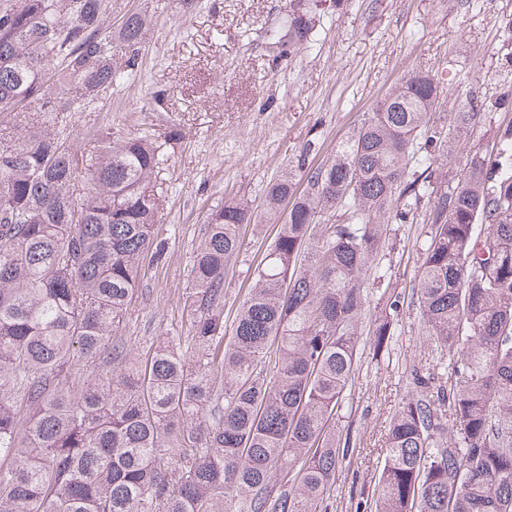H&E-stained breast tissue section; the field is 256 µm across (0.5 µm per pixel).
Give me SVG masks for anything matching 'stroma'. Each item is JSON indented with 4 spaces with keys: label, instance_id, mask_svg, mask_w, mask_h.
I'll list each match as a JSON object with an SVG mask.
<instances>
[{
    "label": "stroma",
    "instance_id": "35a3bbf8",
    "mask_svg": "<svg viewBox=\"0 0 512 512\" xmlns=\"http://www.w3.org/2000/svg\"><path fill=\"white\" fill-rule=\"evenodd\" d=\"M106 21L119 27L134 11L151 24L134 80L114 86L90 107L67 115L82 151L92 136H148L166 142L159 178L166 203L156 237L161 264L144 265L120 332L145 356L168 336L188 333L186 296L194 252L213 210L228 197L260 210L264 190L305 144L325 160L363 113L408 72L434 76L444 89L439 113L474 98L482 116L448 145L435 175L459 174L470 151L491 150L512 126V0H338L320 15L313 41L274 59L270 30L280 27L289 0H105ZM423 214L389 224L380 258L390 288L400 293L387 350H364L339 425L353 448L336 469L327 512H371L384 455L386 427L410 392L411 372L427 368L437 346L411 298L420 264L416 242ZM275 235L266 217L243 232L238 258L226 271L225 316H232Z\"/></svg>",
    "mask_w": 512,
    "mask_h": 512
}]
</instances>
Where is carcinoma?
Wrapping results in <instances>:
<instances>
[{
  "instance_id": "cac0c4a2",
  "label": "carcinoma",
  "mask_w": 512,
  "mask_h": 512,
  "mask_svg": "<svg viewBox=\"0 0 512 512\" xmlns=\"http://www.w3.org/2000/svg\"><path fill=\"white\" fill-rule=\"evenodd\" d=\"M296 0L274 36H314ZM148 17L112 30L104 0H0V112L87 107L138 67ZM439 82L410 72L321 163L304 146L273 180L276 234L231 324L224 274L244 199L211 214L186 299L190 335L141 361L117 335L155 225L162 145L96 134L0 141V512H327L352 447L339 409L360 358L380 243L423 198L429 235L413 294L448 353V388L413 369L390 419L375 512H512V131L439 182L430 167L479 116L435 125ZM484 230H477L478 225ZM377 319L374 353L393 336Z\"/></svg>"
}]
</instances>
